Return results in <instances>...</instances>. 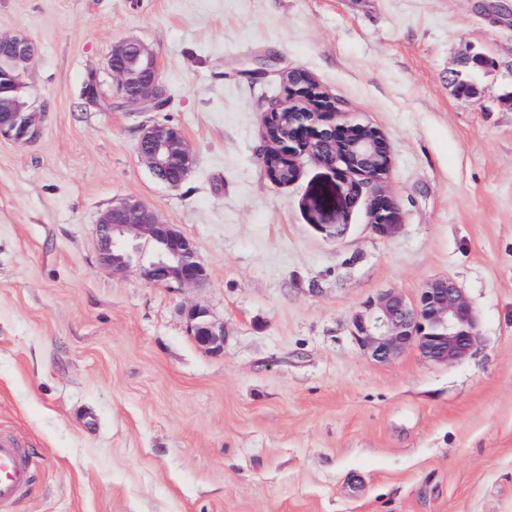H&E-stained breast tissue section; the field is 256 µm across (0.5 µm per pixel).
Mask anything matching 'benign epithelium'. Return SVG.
<instances>
[{
	"label": "benign epithelium",
	"mask_w": 512,
	"mask_h": 512,
	"mask_svg": "<svg viewBox=\"0 0 512 512\" xmlns=\"http://www.w3.org/2000/svg\"><path fill=\"white\" fill-rule=\"evenodd\" d=\"M35 54L33 42L22 35L0 36L1 65L15 73L12 82L22 84L27 64ZM107 70L116 81L122 103L140 112L163 106L165 90L160 83L155 54L138 40H125L112 47ZM287 100H276L262 113V134L267 155L275 153L300 174L298 160L307 156L336 174L334 183L313 190L308 209L315 227L338 236L345 228L347 209L367 186L371 226L382 237L396 235L403 225L395 200L381 187L389 174L391 157L382 131L360 123L338 110L335 101L318 83H285ZM83 107L112 110V98L101 94L98 73L90 71L84 84ZM295 107L297 120L288 137L275 142L269 137L273 114ZM45 112L26 109L0 97V139L30 142L41 133ZM140 159L159 181L177 187L191 173L194 154L181 129L172 124L152 123L142 127L137 145ZM100 263L116 271L125 269L145 239L154 246L147 278L157 284L176 283L195 288L203 285L207 272L192 241L175 224H168L135 198H125L107 207L98 219ZM189 332L199 348L218 353L224 346V329L199 307L187 311ZM352 336L373 360L386 363L406 348L415 346L428 360L452 363L466 358L475 348L477 315L461 288L449 278L429 281L419 296L408 300L395 291H385L370 301L353 320Z\"/></svg>",
	"instance_id": "benign-epithelium-1"
}]
</instances>
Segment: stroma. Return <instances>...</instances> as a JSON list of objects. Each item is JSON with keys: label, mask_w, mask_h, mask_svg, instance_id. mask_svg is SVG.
Listing matches in <instances>:
<instances>
[{"label": "stroma", "mask_w": 512, "mask_h": 512, "mask_svg": "<svg viewBox=\"0 0 512 512\" xmlns=\"http://www.w3.org/2000/svg\"><path fill=\"white\" fill-rule=\"evenodd\" d=\"M37 46L24 82L40 136L0 140V432L35 479L8 512H512V0H0V35ZM142 41L162 110L81 107L112 47ZM480 93L458 95L466 55ZM305 69L391 153L403 226L375 234L368 196L332 238L306 200L334 182L261 164V115ZM179 126L187 180L156 181L142 125ZM137 197L177 225L199 288L121 271L96 224ZM454 279L475 352L369 359L352 319L381 292ZM224 328L200 350L185 312Z\"/></svg>", "instance_id": "stroma-1"}]
</instances>
